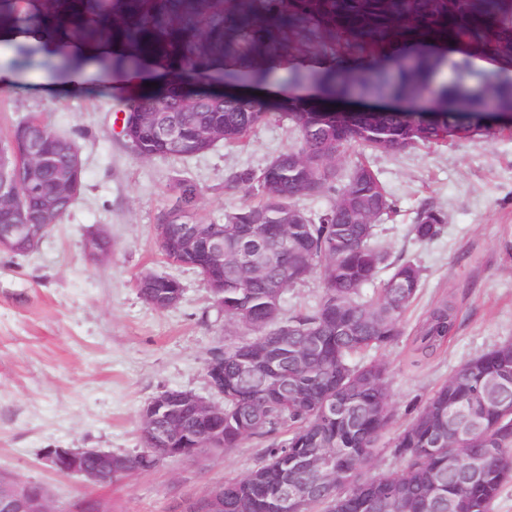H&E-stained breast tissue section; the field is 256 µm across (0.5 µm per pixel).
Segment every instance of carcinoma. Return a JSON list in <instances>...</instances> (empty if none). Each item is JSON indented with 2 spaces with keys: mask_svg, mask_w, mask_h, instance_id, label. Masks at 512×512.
<instances>
[{
  "mask_svg": "<svg viewBox=\"0 0 512 512\" xmlns=\"http://www.w3.org/2000/svg\"><path fill=\"white\" fill-rule=\"evenodd\" d=\"M512 0H0V35H31L32 42L0 38V45L29 58L62 56L73 69L95 59L113 70L158 72L166 81L143 85L120 100L133 119L127 142L143 158L188 157L218 142H243L278 113L297 134L295 145L259 172L243 169L226 181L259 194L256 204L224 211V258L205 247H184L183 225L194 217L199 196L192 183L179 187L178 212H167L162 254L192 267L220 303L224 318L253 331L251 341L215 348L224 375V435L215 447L230 450L249 437L267 442L244 478L224 482L213 497L222 512H280L279 485L292 478L311 488L297 512H491L512 480V415L483 406L477 394L512 379V343L464 362L420 407L393 441L404 460L400 473H372L377 441L391 418L387 369L354 358L402 335V321L421 287L419 266L405 261L369 297L387 252L374 241L375 223L392 211L390 194L375 172L356 162L341 178L336 161L353 143L372 152H393L467 138L487 117L481 103L467 113L440 106L424 112L352 111L341 106L360 85L378 99L412 100L420 89L452 71L468 82L471 57L487 50L512 58ZM469 51L448 55V40ZM296 67L289 81H313L312 104L284 94L242 98L231 89L243 80L260 89L272 65ZM502 110L512 114V80L487 78ZM43 122L25 126L28 142L49 157L42 190H58L65 157L40 135ZM336 196L312 216L298 201ZM71 201L46 217L40 195L21 187L16 207L28 222L54 221ZM446 214L422 210L412 232L433 239ZM317 274L318 304L282 316L288 287ZM178 279L143 289L154 309L165 308ZM456 309L443 298L412 334L413 351L425 357L442 348L456 326ZM150 456L117 460L121 470L147 467L161 451L152 428L140 427ZM331 452L336 468L327 485L317 483L311 463ZM473 456L484 460L474 476Z\"/></svg>",
  "mask_w": 512,
  "mask_h": 512,
  "instance_id": "carcinoma-1",
  "label": "carcinoma"
}]
</instances>
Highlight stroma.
<instances>
[{
  "mask_svg": "<svg viewBox=\"0 0 512 512\" xmlns=\"http://www.w3.org/2000/svg\"><path fill=\"white\" fill-rule=\"evenodd\" d=\"M61 72L32 69L0 84V140L36 115L75 141L83 189L39 249L0 251V472L46 488L53 512H70L93 497L111 512H179L183 503L259 462L264 440L250 437L229 451L165 459L90 486L53 471L48 448H93L140 454L141 413L166 390H187L211 402L205 369L210 351L249 339L225 321L201 278L161 255L155 226L173 203L177 185L200 191L199 217L210 224L256 195L227 187L226 176L260 170L295 143L288 118L271 116L242 146L217 144L193 157L143 158L116 122L120 98L134 79L90 68L76 84ZM365 160L391 195L394 210L375 231L392 263L411 261L422 287L408 310L404 334L367 353L388 368L392 418L372 461L376 473L404 463L389 445L419 408L467 359L512 341V128L488 122L472 137H454L394 153L361 155L350 146L338 162L347 174ZM447 222L433 239L418 241L412 226L427 207ZM105 231L112 254L90 260L87 236ZM151 271L177 278L184 292L167 310L149 307L136 283ZM454 301L457 329L435 355L417 356L409 338L427 309Z\"/></svg>",
  "mask_w": 512,
  "mask_h": 512,
  "instance_id": "obj_1",
  "label": "stroma"
}]
</instances>
